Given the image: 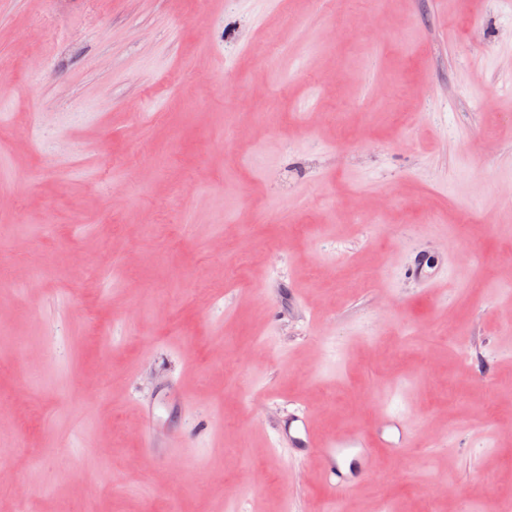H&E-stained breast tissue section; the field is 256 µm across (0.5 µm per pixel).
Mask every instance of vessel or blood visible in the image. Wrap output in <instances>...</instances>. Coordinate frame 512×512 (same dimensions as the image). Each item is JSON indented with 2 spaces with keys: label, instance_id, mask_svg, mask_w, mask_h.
Returning <instances> with one entry per match:
<instances>
[{
  "label": "vessel or blood",
  "instance_id": "1",
  "mask_svg": "<svg viewBox=\"0 0 512 512\" xmlns=\"http://www.w3.org/2000/svg\"><path fill=\"white\" fill-rule=\"evenodd\" d=\"M139 412L144 427V447L148 454H155L166 445L155 429V410L143 406ZM276 433L279 441L291 448L296 457L312 454L320 459V481L336 494L346 492L369 477L375 450L397 453L409 442L404 418L388 412L384 413L374 432L346 429L326 440H316L311 433L310 413L302 406L289 410L277 424Z\"/></svg>",
  "mask_w": 512,
  "mask_h": 512
}]
</instances>
